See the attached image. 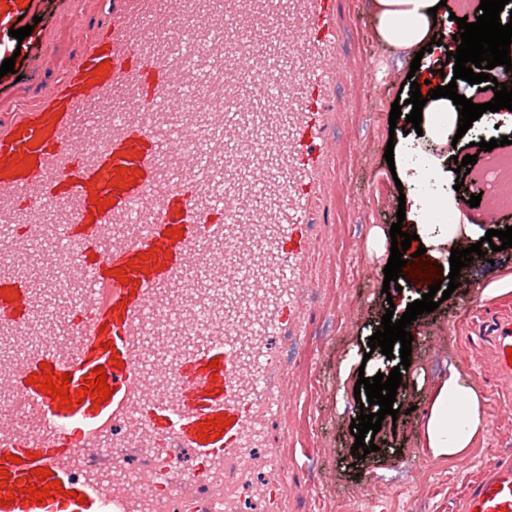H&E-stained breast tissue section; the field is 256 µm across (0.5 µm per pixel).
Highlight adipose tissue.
Segmentation results:
<instances>
[{"label":"adipose tissue","mask_w":512,"mask_h":512,"mask_svg":"<svg viewBox=\"0 0 512 512\" xmlns=\"http://www.w3.org/2000/svg\"><path fill=\"white\" fill-rule=\"evenodd\" d=\"M380 37L407 56H415L427 46L433 35H444L447 8L440 0H373ZM436 15H429V8ZM458 107L446 97L428 100L424 110V131L441 152L427 158L432 172L444 170L446 157L454 149L449 139L458 124ZM407 233L418 235L420 244L440 271H448L451 251L456 247H470L484 235L478 224L460 223V210L454 198L441 197L426 202L410 193L405 197ZM448 216L442 229L431 230L435 214ZM486 432L482 397L475 384L458 371H450L430 392L419 439L434 460L463 458Z\"/></svg>","instance_id":"ef3b65f1"}]
</instances>
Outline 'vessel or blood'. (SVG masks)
I'll use <instances>...</instances> for the list:
<instances>
[{
	"mask_svg": "<svg viewBox=\"0 0 512 512\" xmlns=\"http://www.w3.org/2000/svg\"><path fill=\"white\" fill-rule=\"evenodd\" d=\"M339 2L289 0L283 10L270 0L257 14L221 0L213 14L190 0H109L65 75L0 116L8 235L26 254L55 237L53 261L83 285L60 325L38 321L16 258L0 273V338L14 350L0 359L6 488L37 483V468L63 487L0 512H153L161 497L180 512H238V491L258 469L267 512H288V466L268 430L288 374L282 347L300 339L314 286L306 257L334 198ZM37 3L0 0V20ZM273 31L284 39L279 56L266 50ZM273 127L284 134L271 142ZM217 156L248 168L249 182L218 179ZM122 166L133 179L125 189ZM99 197L114 203L98 210ZM55 209L63 223L40 222ZM167 320L198 339L170 360L157 354L165 336L149 335ZM469 327L490 389L512 398V303L476 307ZM99 367L111 389L99 405L87 396L66 409L28 382L67 373L76 389ZM219 417L218 437L200 439ZM454 512H512V452L471 472Z\"/></svg>",
	"mask_w": 512,
	"mask_h": 512,
	"instance_id": "1",
	"label": "vessel or blood"
}]
</instances>
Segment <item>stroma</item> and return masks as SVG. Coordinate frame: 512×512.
<instances>
[{
    "instance_id": "1",
    "label": "stroma",
    "mask_w": 512,
    "mask_h": 512,
    "mask_svg": "<svg viewBox=\"0 0 512 512\" xmlns=\"http://www.w3.org/2000/svg\"><path fill=\"white\" fill-rule=\"evenodd\" d=\"M71 11L77 27H95L103 16V0H40V18L30 36L16 39L0 28V61L14 58L13 73L0 77V113L10 111L25 91L48 85L58 77L77 45L66 32L55 29L54 15ZM346 26L339 80L345 94L337 114L334 167L338 181L331 221L319 225L318 239L309 258V273L316 284L311 295L307 331L300 344L288 346V377L280 419L269 431L274 447L291 462L288 484L290 512H451L457 483L468 469L512 449V420L496 412L492 396L484 398L486 434L464 458L437 463L420 447L416 430L427 390L449 368L478 378V349L465 318L480 303L474 283L512 272V248L492 253L490 261H476L462 272L460 285L433 312L419 315L413 329L411 365L403 371L405 389L394 406L396 419H384L376 434L375 452L365 458L353 453L350 424L361 406L353 392H342L340 366L350 349L368 354L365 375L399 365L370 351L367 342L381 326L389 307L382 291L386 257L367 246L374 229L390 230L397 220L400 192H419V183L396 186L384 158L386 148L398 157L407 152L426 156L431 142L411 130L405 117L390 123L389 113L407 74L426 76V69L411 70L408 63L375 34L376 21L367 0H341ZM512 134V122L502 117L476 123L460 140V154L512 155L511 145L492 152L478 151L483 139ZM28 276L47 312L68 313L79 285L46 283L40 267ZM375 478H368V471Z\"/></svg>"
}]
</instances>
